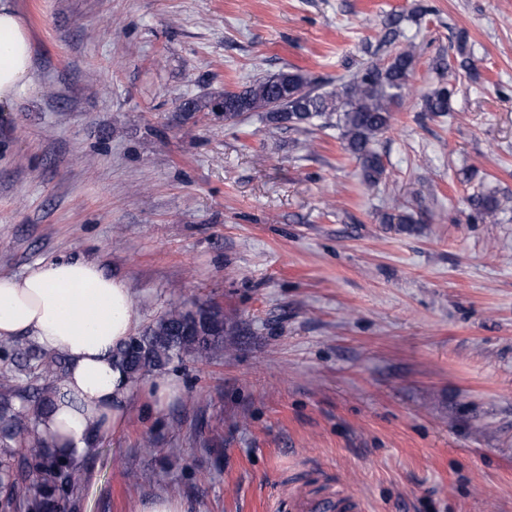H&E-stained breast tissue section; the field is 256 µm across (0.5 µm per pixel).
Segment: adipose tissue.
I'll return each instance as SVG.
<instances>
[{
  "mask_svg": "<svg viewBox=\"0 0 512 512\" xmlns=\"http://www.w3.org/2000/svg\"><path fill=\"white\" fill-rule=\"evenodd\" d=\"M31 40L15 0H0V107L33 83ZM138 323L123 280L93 261L38 263L17 277L0 274V339L27 335L62 356L67 375L37 431L51 450L81 457L94 437L125 421L131 384L115 353Z\"/></svg>",
  "mask_w": 512,
  "mask_h": 512,
  "instance_id": "adipose-tissue-1",
  "label": "adipose tissue"
}]
</instances>
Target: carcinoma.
Here are the masks:
<instances>
[{
	"instance_id": "cac0c4a2",
	"label": "carcinoma",
	"mask_w": 512,
	"mask_h": 512,
	"mask_svg": "<svg viewBox=\"0 0 512 512\" xmlns=\"http://www.w3.org/2000/svg\"><path fill=\"white\" fill-rule=\"evenodd\" d=\"M414 65V54L405 49L386 62H372L354 73L341 90L323 93L296 69L266 75L238 91H226L216 102L191 100L186 112H213L222 109L224 120L234 121L246 112H260L272 124L286 123L300 128L320 120L326 125L336 120L346 149L361 168L363 183L377 186L385 172L374 143L387 132L393 120ZM455 87L440 84L425 96L429 112L451 111ZM482 222L496 224L502 212L501 200L492 192H481L470 199ZM224 336V316L219 312H192L173 302L145 330L132 336L117 358L131 382L159 371L187 354L200 358L219 345ZM15 375L0 377V507L17 512L11 491L29 477L35 479L36 493L25 505V512H56L61 495L70 488L73 460L54 454L37 436V421L51 406L58 384L67 367L62 358H48L35 348H18L10 355ZM42 377L41 388L28 379Z\"/></svg>"
}]
</instances>
